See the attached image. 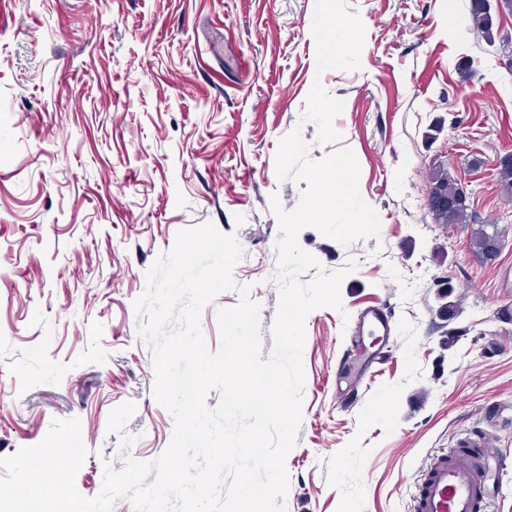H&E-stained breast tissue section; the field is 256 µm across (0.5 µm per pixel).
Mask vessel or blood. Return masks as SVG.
<instances>
[{
	"label": "vessel or blood",
	"instance_id": "vessel-or-blood-1",
	"mask_svg": "<svg viewBox=\"0 0 512 512\" xmlns=\"http://www.w3.org/2000/svg\"><path fill=\"white\" fill-rule=\"evenodd\" d=\"M476 447L435 456L427 465L414 504V512H481L487 472Z\"/></svg>",
	"mask_w": 512,
	"mask_h": 512
}]
</instances>
